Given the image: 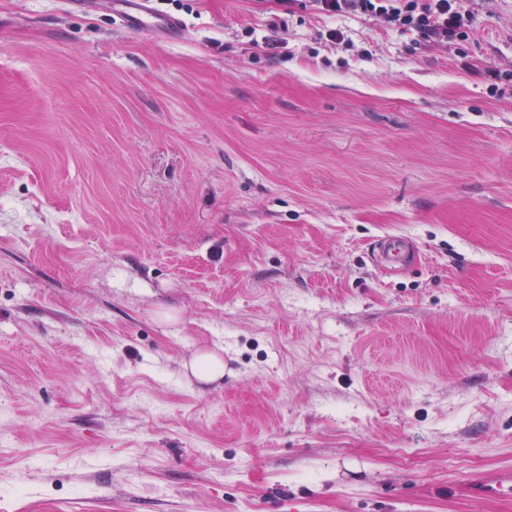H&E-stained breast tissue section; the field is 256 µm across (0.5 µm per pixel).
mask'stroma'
Masks as SVG:
<instances>
[{
  "mask_svg": "<svg viewBox=\"0 0 512 512\" xmlns=\"http://www.w3.org/2000/svg\"><path fill=\"white\" fill-rule=\"evenodd\" d=\"M159 10L0 0V512H512V0ZM112 17L125 31L148 38L178 32L182 27L179 19L157 14L151 0H113ZM476 0H313L318 14H346L384 19L391 27L411 31L425 41L448 44L474 35ZM414 255L410 241L404 237H388L378 241L374 248L377 265L391 272L404 269ZM191 371L202 382L210 383L224 376V362L216 354L204 352L191 363ZM512 489V472H498L490 480L475 484L473 494L478 499L499 497L504 489Z\"/></svg>",
  "mask_w": 512,
  "mask_h": 512,
  "instance_id": "obj_1",
  "label": "stroma"
}]
</instances>
